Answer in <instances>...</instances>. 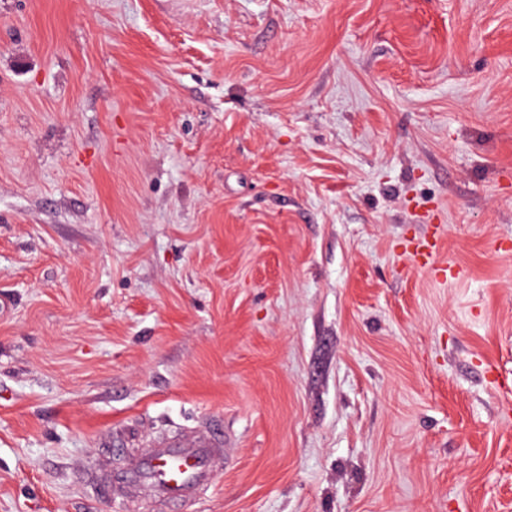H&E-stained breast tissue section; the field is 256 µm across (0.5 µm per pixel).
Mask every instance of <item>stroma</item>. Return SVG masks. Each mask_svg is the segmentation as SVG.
I'll return each mask as SVG.
<instances>
[{
	"instance_id": "35a3bbf8",
	"label": "stroma",
	"mask_w": 512,
	"mask_h": 512,
	"mask_svg": "<svg viewBox=\"0 0 512 512\" xmlns=\"http://www.w3.org/2000/svg\"><path fill=\"white\" fill-rule=\"evenodd\" d=\"M0 293V512H512V0H0ZM209 433L189 432L158 439L150 448L127 456L119 448L120 466L112 472V486L145 487L169 512H181L210 484L219 448Z\"/></svg>"
}]
</instances>
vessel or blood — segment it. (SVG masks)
Returning a JSON list of instances; mask_svg holds the SVG:
<instances>
[{"label":"vessel or blood","instance_id":"b4317fda","mask_svg":"<svg viewBox=\"0 0 512 512\" xmlns=\"http://www.w3.org/2000/svg\"><path fill=\"white\" fill-rule=\"evenodd\" d=\"M217 440L209 433H181L158 439L151 447L125 455L112 474L113 485L146 488L170 512H183L210 483Z\"/></svg>","mask_w":512,"mask_h":512}]
</instances>
